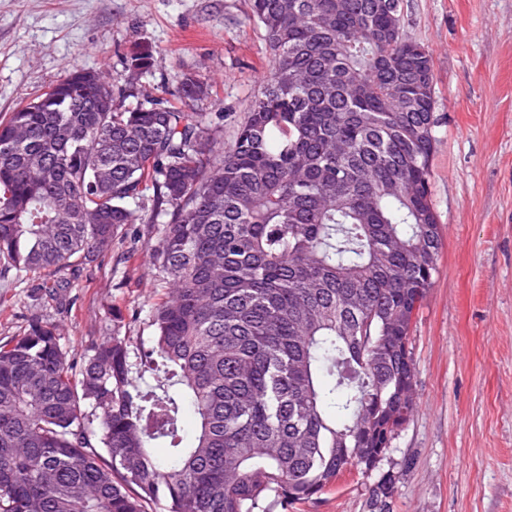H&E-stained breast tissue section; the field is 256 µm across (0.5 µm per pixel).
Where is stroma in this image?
Masks as SVG:
<instances>
[{
  "mask_svg": "<svg viewBox=\"0 0 512 512\" xmlns=\"http://www.w3.org/2000/svg\"><path fill=\"white\" fill-rule=\"evenodd\" d=\"M406 35L433 62L436 145L430 193L443 236L434 283L410 330L414 410L376 470L351 471L293 512H371L394 471L389 512H512V0H404ZM152 52L139 101L184 78L194 109L232 138L269 65L251 0H0V118L77 66L125 84L132 50ZM153 241L128 226L90 264L75 263L65 301L47 274L0 270V343L35 317L55 323L72 362L109 337L138 357L168 289ZM385 474L392 476L396 481V476L392 471H387ZM384 475L380 476L378 481L373 485L370 491V503L373 507L372 511L386 512L390 500L395 494V482L390 477Z\"/></svg>",
  "mask_w": 512,
  "mask_h": 512,
  "instance_id": "obj_1",
  "label": "stroma"
}]
</instances>
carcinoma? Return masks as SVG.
Returning <instances> with one entry per match:
<instances>
[{"label": "carcinoma", "mask_w": 512, "mask_h": 512, "mask_svg": "<svg viewBox=\"0 0 512 512\" xmlns=\"http://www.w3.org/2000/svg\"><path fill=\"white\" fill-rule=\"evenodd\" d=\"M403 8L251 0L270 64L227 145L203 114L127 108L134 82L83 69L0 121L7 267L63 290L74 262L143 224L171 287L141 365L113 336L77 366L39 318L0 345V512H288L377 466L442 245L433 65ZM151 66L129 57L134 74ZM178 94L205 90L187 77ZM394 494L381 475L373 510Z\"/></svg>", "instance_id": "1"}]
</instances>
